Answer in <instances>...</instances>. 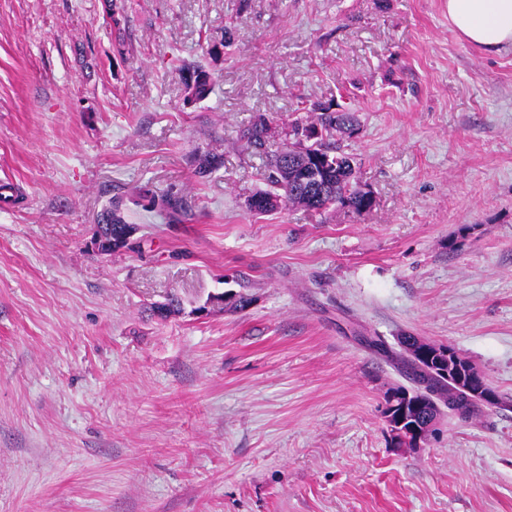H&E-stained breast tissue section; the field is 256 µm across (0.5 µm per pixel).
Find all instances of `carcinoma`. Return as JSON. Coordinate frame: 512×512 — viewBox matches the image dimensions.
<instances>
[{
    "label": "carcinoma",
    "instance_id": "1",
    "mask_svg": "<svg viewBox=\"0 0 512 512\" xmlns=\"http://www.w3.org/2000/svg\"><path fill=\"white\" fill-rule=\"evenodd\" d=\"M188 90L189 99L201 100L211 89V74L201 65L179 69ZM304 119H296L288 124V136L295 138L300 131L308 128L316 131V138L308 145V153L330 160L328 167L318 172L319 180L308 173L309 161L291 156L288 149L271 155L262 173L266 188L259 189L247 198L248 211L256 215H272L290 207H303L311 211H325L340 206L353 213L364 212L367 192L357 185L356 170L350 155L340 151L338 137L352 135L358 128L356 113L350 110H337L332 102H314L307 108ZM268 120L257 118L244 131L249 147L263 153L266 149ZM194 171L200 176L208 175L222 166L217 153L197 154L191 160ZM153 210L170 217L185 216L188 206L176 194L153 195L149 199ZM413 337L401 340L404 352L398 355L404 376L413 384L407 388L399 386L391 389L386 398L384 414L399 410V404H415L417 411L407 409V416L417 414L423 418L440 413V406L461 416H467L478 407V402L462 393L448 394V380L430 364L427 355L411 349Z\"/></svg>",
    "mask_w": 512,
    "mask_h": 512
}]
</instances>
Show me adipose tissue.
<instances>
[{
    "label": "adipose tissue",
    "mask_w": 512,
    "mask_h": 512,
    "mask_svg": "<svg viewBox=\"0 0 512 512\" xmlns=\"http://www.w3.org/2000/svg\"><path fill=\"white\" fill-rule=\"evenodd\" d=\"M448 21L461 40L481 48L512 45V0H448Z\"/></svg>",
    "instance_id": "ef3b65f1"
}]
</instances>
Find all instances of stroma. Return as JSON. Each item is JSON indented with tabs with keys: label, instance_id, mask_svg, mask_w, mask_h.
<instances>
[{
	"label": "stroma",
	"instance_id": "35a3bbf8",
	"mask_svg": "<svg viewBox=\"0 0 512 512\" xmlns=\"http://www.w3.org/2000/svg\"><path fill=\"white\" fill-rule=\"evenodd\" d=\"M330 100L373 207L251 215L243 131L279 151ZM112 200L138 231L100 256ZM404 334L504 408L394 447L404 379L368 342ZM0 512H512V45L461 40L448 0H0ZM179 72L188 90L190 100L204 99L211 89V74L201 65L181 67ZM269 130L268 120L264 117H258L244 131V137L247 139L249 147L259 153H265L267 138L266 134ZM150 209L164 212L170 218L175 216L188 215V206L183 197L177 194L166 193L161 195H152L149 199Z\"/></svg>",
	"mask_w": 512,
	"mask_h": 512
}]
</instances>
